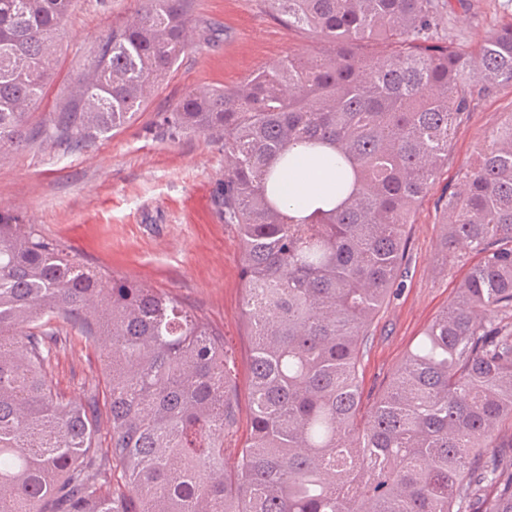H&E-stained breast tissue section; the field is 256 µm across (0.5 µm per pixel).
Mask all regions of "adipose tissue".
<instances>
[{
    "label": "adipose tissue",
    "mask_w": 512,
    "mask_h": 512,
    "mask_svg": "<svg viewBox=\"0 0 512 512\" xmlns=\"http://www.w3.org/2000/svg\"><path fill=\"white\" fill-rule=\"evenodd\" d=\"M279 196L289 207L305 204L319 205L321 199L330 194L336 184V176L321 169L310 149L299 146L288 165L277 173Z\"/></svg>",
    "instance_id": "1"
}]
</instances>
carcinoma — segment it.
<instances>
[{
	"label": "carcinoma",
	"mask_w": 512,
	"mask_h": 512,
	"mask_svg": "<svg viewBox=\"0 0 512 512\" xmlns=\"http://www.w3.org/2000/svg\"><path fill=\"white\" fill-rule=\"evenodd\" d=\"M138 2L33 128L74 0H0V156L37 139L79 148L142 111L191 47V19L187 0ZM266 3L327 50L192 89L164 117L174 135L224 139L221 205L251 339V432L235 470L224 335L1 212L0 512H469L480 460L512 448V111L439 201L442 262H479L365 411L359 381L417 203L476 97L512 89V21L474 49L439 34L448 0ZM380 40L391 51L367 54ZM303 143L332 151L320 162L336 167L339 199L296 219L268 181ZM60 322L102 343L84 403L50 378ZM483 479L495 492L478 512H512V474Z\"/></svg>",
	"instance_id": "cac0c4a2"
}]
</instances>
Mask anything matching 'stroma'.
<instances>
[{"label":"stroma","mask_w":512,"mask_h":512,"mask_svg":"<svg viewBox=\"0 0 512 512\" xmlns=\"http://www.w3.org/2000/svg\"><path fill=\"white\" fill-rule=\"evenodd\" d=\"M451 3L442 27L472 46L512 18L506 0ZM134 6V0H77L54 80L33 123L56 115L100 39L113 22L130 19ZM189 12L190 38L203 32L206 43L182 55L130 123L77 150L39 141L0 158V210L22 212L97 267L169 291L223 332L238 399L236 430L224 440V462L231 469L250 434L249 338L239 236L219 206L224 141L203 134L172 136L161 115L195 87L233 86L273 59L313 52L319 45L275 19L265 0H192ZM511 110L512 91L487 95L455 132L448 166L408 227L403 282L372 324L359 366L364 396L385 385L465 278L467 266L449 267L439 259L434 202L454 190L459 166L488 145L502 113ZM99 361L98 344L74 337L59 341L50 364L56 391L83 401Z\"/></svg>","instance_id":"obj_1"}]
</instances>
